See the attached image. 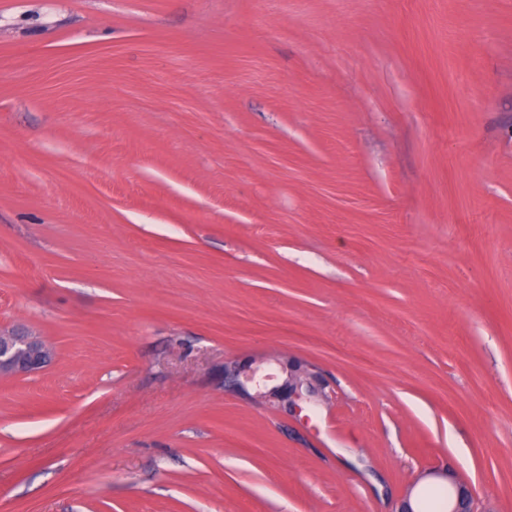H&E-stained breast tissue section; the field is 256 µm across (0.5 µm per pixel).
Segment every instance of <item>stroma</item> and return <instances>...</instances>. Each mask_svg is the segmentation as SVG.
Masks as SVG:
<instances>
[{
    "instance_id": "stroma-1",
    "label": "stroma",
    "mask_w": 512,
    "mask_h": 512,
    "mask_svg": "<svg viewBox=\"0 0 512 512\" xmlns=\"http://www.w3.org/2000/svg\"><path fill=\"white\" fill-rule=\"evenodd\" d=\"M0 140V512H512V0H0ZM53 358L45 340L22 331H0V377H25L37 374ZM254 360H229L224 363V390L250 396L252 384L259 386L256 381L258 369L253 367ZM287 369V378L281 385H275L265 392H258L257 396L267 400H274L278 407L288 416L299 419L306 410V403L312 399L320 400L324 397L323 385L317 373L308 370ZM425 476H431L443 480L448 485L450 496L444 491L437 490L426 498L425 507L433 509L429 512H445L446 502L448 499V512H465L461 511L460 503L462 499L471 500L473 498V489L470 484L462 480L456 473L447 470H432L425 473Z\"/></svg>"
}]
</instances>
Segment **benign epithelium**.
I'll use <instances>...</instances> for the list:
<instances>
[{
  "mask_svg": "<svg viewBox=\"0 0 512 512\" xmlns=\"http://www.w3.org/2000/svg\"><path fill=\"white\" fill-rule=\"evenodd\" d=\"M53 358V349L45 340L26 332L0 331V377H25L37 374ZM258 369L254 360H229L224 362V390L249 395V388L256 381ZM257 396L274 400L287 415L299 419L306 410V403L324 397L323 385L314 372L291 370L280 385H275ZM427 475L448 484V512H461L462 499H472L473 489L456 473L449 470H432Z\"/></svg>",
  "mask_w": 512,
  "mask_h": 512,
  "instance_id": "1",
  "label": "benign epithelium"
}]
</instances>
